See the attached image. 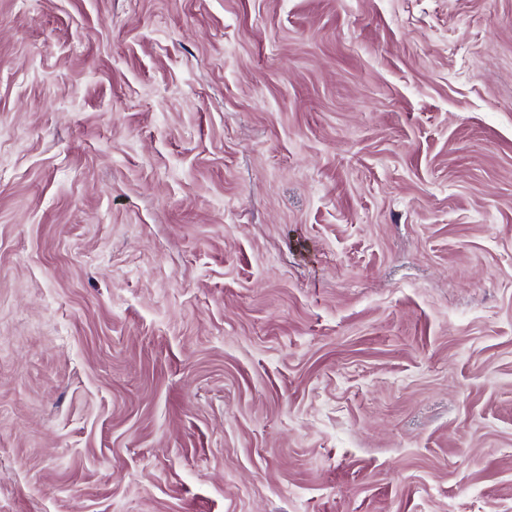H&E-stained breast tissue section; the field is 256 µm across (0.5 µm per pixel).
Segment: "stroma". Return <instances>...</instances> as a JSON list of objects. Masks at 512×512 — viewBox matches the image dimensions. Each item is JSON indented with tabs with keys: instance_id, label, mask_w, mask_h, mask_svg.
<instances>
[{
	"instance_id": "obj_1",
	"label": "stroma",
	"mask_w": 512,
	"mask_h": 512,
	"mask_svg": "<svg viewBox=\"0 0 512 512\" xmlns=\"http://www.w3.org/2000/svg\"><path fill=\"white\" fill-rule=\"evenodd\" d=\"M0 512H512V0H0Z\"/></svg>"
}]
</instances>
